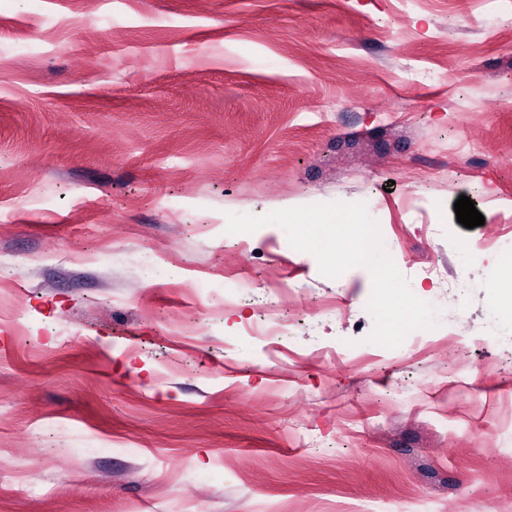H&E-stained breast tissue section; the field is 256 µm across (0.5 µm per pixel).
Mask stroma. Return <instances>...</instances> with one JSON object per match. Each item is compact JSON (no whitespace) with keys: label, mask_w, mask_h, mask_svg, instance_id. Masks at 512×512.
Listing matches in <instances>:
<instances>
[{"label":"stroma","mask_w":512,"mask_h":512,"mask_svg":"<svg viewBox=\"0 0 512 512\" xmlns=\"http://www.w3.org/2000/svg\"><path fill=\"white\" fill-rule=\"evenodd\" d=\"M333 201L436 328L227 232ZM507 237L512 0H0V512H512Z\"/></svg>","instance_id":"obj_1"}]
</instances>
